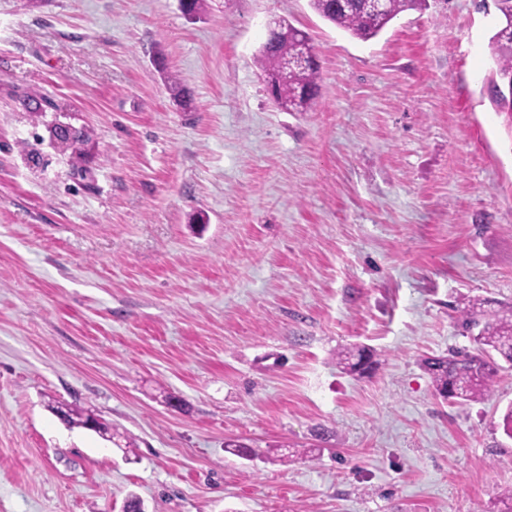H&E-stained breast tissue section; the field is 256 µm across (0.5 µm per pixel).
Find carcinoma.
Masks as SVG:
<instances>
[{
	"instance_id": "carcinoma-1",
	"label": "carcinoma",
	"mask_w": 512,
	"mask_h": 512,
	"mask_svg": "<svg viewBox=\"0 0 512 512\" xmlns=\"http://www.w3.org/2000/svg\"><path fill=\"white\" fill-rule=\"evenodd\" d=\"M426 0H388L383 20L372 16L367 0H310V7L324 20L351 36L369 40L377 35L400 13L422 7ZM498 24L491 43L495 69L489 79L491 99L500 112L512 114V0H494ZM298 28L282 19L268 29L267 38L256 57L263 81L273 87L275 105L288 112L310 108L320 96L319 64L301 59ZM465 327L477 333L471 336L477 353L451 352L446 356L425 361L434 394L440 397L454 393L464 402L480 401L491 391L493 377L500 368L498 360L512 364V308L506 312L486 313L474 303L464 311ZM375 357L368 347L342 350L336 354L338 364L353 371L358 361ZM91 413L67 408L64 421L70 426L88 427Z\"/></svg>"
}]
</instances>
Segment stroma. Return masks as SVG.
I'll return each instance as SVG.
<instances>
[{"mask_svg": "<svg viewBox=\"0 0 512 512\" xmlns=\"http://www.w3.org/2000/svg\"><path fill=\"white\" fill-rule=\"evenodd\" d=\"M273 19L319 60L308 111L265 90ZM495 21L427 0L361 41L309 0H0V512H496L512 369L457 403L422 365L472 349L470 300L512 307Z\"/></svg>", "mask_w": 512, "mask_h": 512, "instance_id": "stroma-1", "label": "stroma"}]
</instances>
